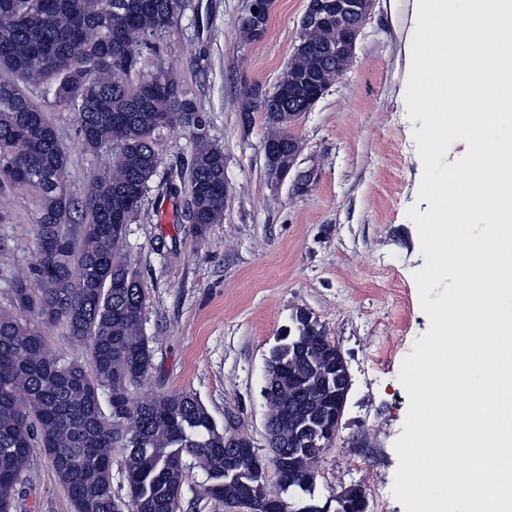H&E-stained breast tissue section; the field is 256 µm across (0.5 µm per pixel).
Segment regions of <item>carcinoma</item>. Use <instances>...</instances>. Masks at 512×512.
Wrapping results in <instances>:
<instances>
[{
	"instance_id": "obj_1",
	"label": "carcinoma",
	"mask_w": 512,
	"mask_h": 512,
	"mask_svg": "<svg viewBox=\"0 0 512 512\" xmlns=\"http://www.w3.org/2000/svg\"><path fill=\"white\" fill-rule=\"evenodd\" d=\"M189 0H0V192L32 188L40 217L33 225L35 260L10 280V308H0V512H14L32 482L37 448L51 459L73 512H181L186 471L200 469L199 494L249 512H313L323 440L310 427L332 429L341 394L343 354L308 312L295 311L265 358L269 462L275 490L252 441L220 426L196 394L165 392L135 402L132 389L153 368L143 329L148 291L123 257L127 224L139 212L158 167L154 135L179 125L192 131L187 218L205 229L224 216V151L183 82L141 72L148 34L169 27ZM313 41L295 48L275 92L247 87L241 111L263 114L269 175L288 173L296 140L289 112H304L325 80L348 65L353 29L323 14ZM265 13L241 19L242 38L256 42ZM41 86L77 110L86 152L114 151L112 166L72 199L59 185L68 152L24 87ZM78 220H73V215ZM78 223L79 236L69 231ZM52 310L56 316L45 319ZM61 325L88 346L87 364L51 353L43 328ZM109 410H104L102 402ZM124 451L127 499L112 493V450ZM345 512H369L359 485L337 494Z\"/></svg>"
}]
</instances>
